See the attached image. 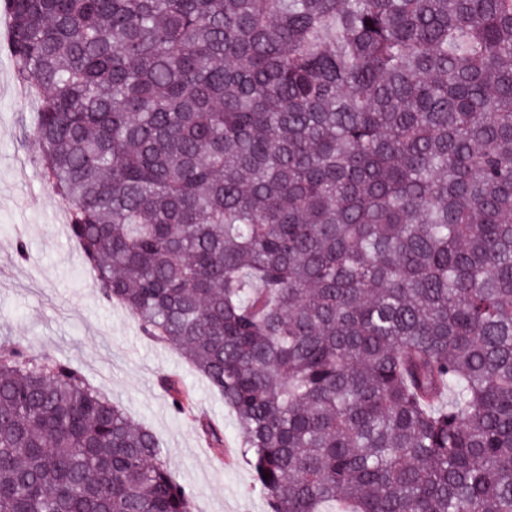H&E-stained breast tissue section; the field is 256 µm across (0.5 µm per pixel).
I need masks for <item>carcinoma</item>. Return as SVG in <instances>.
<instances>
[{"label": "carcinoma", "mask_w": 512, "mask_h": 512, "mask_svg": "<svg viewBox=\"0 0 512 512\" xmlns=\"http://www.w3.org/2000/svg\"><path fill=\"white\" fill-rule=\"evenodd\" d=\"M5 2L99 293L224 398L270 512H512V0ZM192 501L0 347V512Z\"/></svg>", "instance_id": "obj_1"}]
</instances>
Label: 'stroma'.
I'll use <instances>...</instances> for the list:
<instances>
[{"instance_id": "1", "label": "stroma", "mask_w": 512, "mask_h": 512, "mask_svg": "<svg viewBox=\"0 0 512 512\" xmlns=\"http://www.w3.org/2000/svg\"><path fill=\"white\" fill-rule=\"evenodd\" d=\"M10 20L0 11V339L77 368L155 435L177 482L193 493L195 512H268L256 476L237 453L236 417L171 346L144 336L120 305L102 300L79 245L60 220L65 203L43 182L36 149L24 141L40 101L18 95L6 50ZM24 241L26 258L15 245ZM177 379L194 399L191 414H175L160 377ZM224 430L233 456L204 440L199 421Z\"/></svg>"}]
</instances>
